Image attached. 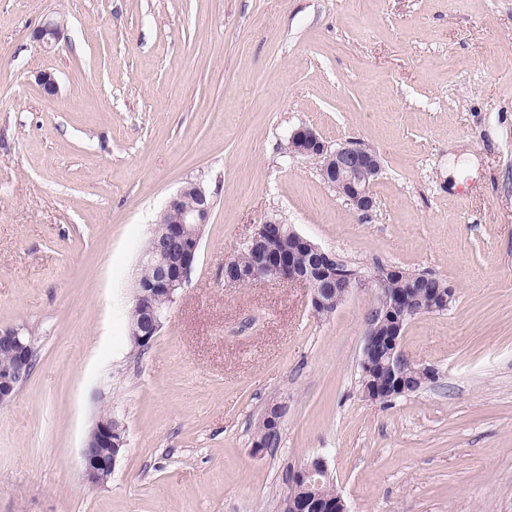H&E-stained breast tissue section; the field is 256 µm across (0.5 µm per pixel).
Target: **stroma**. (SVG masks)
I'll return each instance as SVG.
<instances>
[{
  "label": "stroma",
  "mask_w": 512,
  "mask_h": 512,
  "mask_svg": "<svg viewBox=\"0 0 512 512\" xmlns=\"http://www.w3.org/2000/svg\"><path fill=\"white\" fill-rule=\"evenodd\" d=\"M302 125L380 155L372 211L287 155ZM189 181L210 221L139 352L140 258ZM270 217L359 269L332 314L299 284H225ZM390 267L453 296L402 337L437 378L380 405L360 360ZM10 326L36 361L0 406V512H277L317 455L348 512H512V0H0ZM274 401L281 440L254 452ZM106 412L126 448L92 486L81 449Z\"/></svg>",
  "instance_id": "stroma-1"
}]
</instances>
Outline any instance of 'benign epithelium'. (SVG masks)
<instances>
[{
    "mask_svg": "<svg viewBox=\"0 0 512 512\" xmlns=\"http://www.w3.org/2000/svg\"><path fill=\"white\" fill-rule=\"evenodd\" d=\"M62 24L49 19L34 33L36 40L50 44L59 39ZM288 154L320 163L323 180L363 214L374 207L372 186L381 172L380 156L357 141L334 149L308 126L294 129L288 138ZM213 200L197 182L184 185L168 202L166 223L157 226L143 254L142 262L151 272L147 281H137L134 306L138 317L130 327L136 345L149 348L165 318V307L174 303L193 269L199 254L204 226L209 223ZM275 228L282 247L266 248L264 237ZM251 252L247 266L236 257L224 259V283L245 285L267 279L298 283L308 288L313 311L329 315L346 297L357 278L343 265L340 257L294 231L279 219H266L257 225L246 241ZM308 265L296 263L299 256ZM380 290L377 306L371 311L360 361L361 390L371 402L387 404L420 390L436 378L435 368L410 361L401 347L405 325L423 313L442 312L452 298V288L433 279L400 268H383L377 275ZM0 352L7 363L0 367V405L10 403L20 385L32 371L33 341L22 329L0 330ZM287 411L284 403L267 407L259 424L264 432L277 436ZM126 444L124 429L109 414L101 416L87 435L82 447L85 480L95 486L108 481L114 472L121 448ZM328 478L326 459L316 456L288 473L290 485L303 491L291 494L282 503L284 512H348L344 499L336 493L326 497L315 492Z\"/></svg>",
    "mask_w": 512,
    "mask_h": 512,
    "instance_id": "1",
    "label": "benign epithelium"
}]
</instances>
